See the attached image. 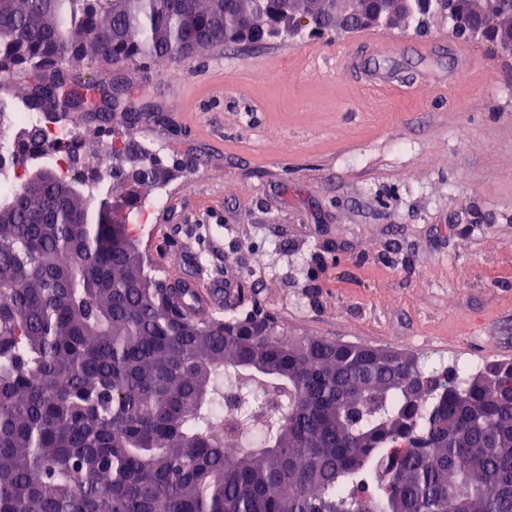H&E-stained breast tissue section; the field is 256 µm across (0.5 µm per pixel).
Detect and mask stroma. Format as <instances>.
<instances>
[{"label":"stroma","instance_id":"1","mask_svg":"<svg viewBox=\"0 0 512 512\" xmlns=\"http://www.w3.org/2000/svg\"><path fill=\"white\" fill-rule=\"evenodd\" d=\"M388 32L381 56L359 31L84 64L73 77L122 80L142 117L73 119L96 154L132 136L167 170L166 204L128 224L153 275L251 289L291 337L408 351L440 373L512 362V58L472 41L482 70L442 95L447 18ZM340 46L396 86H368Z\"/></svg>","mask_w":512,"mask_h":512}]
</instances>
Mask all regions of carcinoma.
Here are the masks:
<instances>
[{"label": "carcinoma", "instance_id": "obj_1", "mask_svg": "<svg viewBox=\"0 0 512 512\" xmlns=\"http://www.w3.org/2000/svg\"><path fill=\"white\" fill-rule=\"evenodd\" d=\"M411 18L396 0L360 6ZM494 41L512 0L484 21ZM336 31L335 0H0V81L20 68L63 98L70 63L178 61L235 38ZM360 16L350 24L361 25ZM25 109L45 106L30 87ZM24 131L9 162L39 157ZM117 171L53 179L0 197V512H512V363L437 375L414 355L293 339L244 292L200 312L192 290L145 268L129 211L159 179L140 145H112ZM257 436L224 457L217 408Z\"/></svg>", "mask_w": 512, "mask_h": 512}]
</instances>
